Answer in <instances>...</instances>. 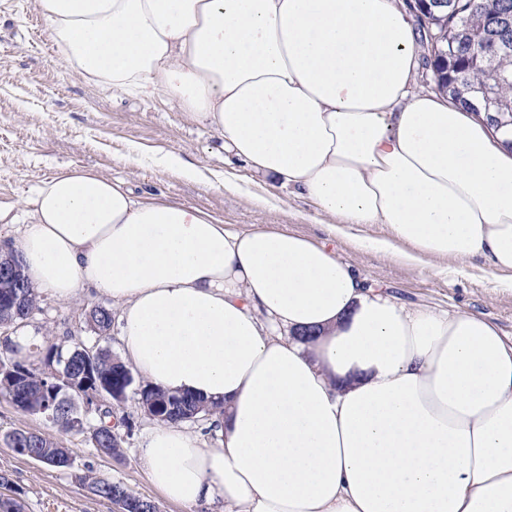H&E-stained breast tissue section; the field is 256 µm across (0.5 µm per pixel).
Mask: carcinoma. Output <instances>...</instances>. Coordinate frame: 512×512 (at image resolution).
I'll return each mask as SVG.
<instances>
[{
    "label": "carcinoma",
    "instance_id": "obj_1",
    "mask_svg": "<svg viewBox=\"0 0 512 512\" xmlns=\"http://www.w3.org/2000/svg\"><path fill=\"white\" fill-rule=\"evenodd\" d=\"M495 13L504 18V25L492 32V37L505 47L481 59L478 48L483 43L480 30L485 25V14ZM422 39L434 40L430 65L434 71L438 89L453 100L467 105L476 114L489 116L492 127L502 133L512 132V0H438L433 9L418 21ZM22 287L12 295L3 287L0 294L15 297L17 305H0V328L13 331L23 327L37 308L34 288L26 276H20ZM88 323L95 332L103 335L112 326L111 310L97 306L89 311ZM87 347L77 344L67 353L51 345L43 355L47 366L57 364L71 378L85 373V351ZM92 365L95 380L117 390L116 398L127 396L134 384L130 370L107 348L95 349ZM11 371L15 381L0 379V396L18 404L29 414L44 407L53 415L52 421L63 431L75 434L90 433L91 443L98 452L112 457L121 452V437L104 419L112 417V411L100 413L99 423L88 426L76 425L72 421L75 399L87 395L88 389L72 391L68 395L54 391L52 378L26 360L12 355L0 363V368ZM139 405L149 408L159 422L195 421L212 417L220 406L206 403L189 394L175 395L156 389L146 382L137 388ZM12 450L24 457L36 459L50 467L70 470L73 458L70 449L59 447L52 438L34 431L15 429L4 436ZM75 480L83 487L97 489V497L112 500L115 494H126L128 489L107 477L92 472H76ZM0 512H24L20 492L5 497L0 495Z\"/></svg>",
    "mask_w": 512,
    "mask_h": 512
}]
</instances>
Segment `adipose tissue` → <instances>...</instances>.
Listing matches in <instances>:
<instances>
[{
    "label": "adipose tissue",
    "mask_w": 512,
    "mask_h": 512,
    "mask_svg": "<svg viewBox=\"0 0 512 512\" xmlns=\"http://www.w3.org/2000/svg\"><path fill=\"white\" fill-rule=\"evenodd\" d=\"M65 68L162 97L230 157L360 246L482 258L512 286V149L464 104L417 93L395 0H34ZM19 250L37 289L120 309L152 386L220 401V447L181 423L139 455L169 500L224 512H512V340L483 315L411 308L325 244L66 167ZM407 244L399 252V244Z\"/></svg>",
    "instance_id": "adipose-tissue-1"
}]
</instances>
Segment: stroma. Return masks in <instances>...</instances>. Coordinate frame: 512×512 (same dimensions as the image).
Segmentation results:
<instances>
[{"instance_id": "obj_1", "label": "stroma", "mask_w": 512, "mask_h": 512, "mask_svg": "<svg viewBox=\"0 0 512 512\" xmlns=\"http://www.w3.org/2000/svg\"><path fill=\"white\" fill-rule=\"evenodd\" d=\"M166 152L194 166L198 178L154 165V157ZM64 167L89 168L125 181L134 194L163 195L203 209L231 230L276 227L307 236L327 244L407 305L475 311L512 338V291L491 275L477 271L447 279L399 256L365 251L357 236H384L382 225L362 226L354 237L336 236L313 203L292 192H282L280 201L262 202L258 177L246 164L227 158L217 132L188 121L164 98L138 97L70 73L33 0H0V246L15 244L22 227L14 216L31 208L37 188ZM37 301L26 325L38 338L26 354L34 366H41L52 344L65 351L78 343L98 345L121 355L118 328L101 336L85 321L91 308L111 307L110 298L86 292L62 302L41 293ZM112 421L122 437L118 459L99 455L86 436L64 433L45 417L22 412L0 397V473L22 490L26 512H118L115 504L75 482L74 472L89 469L153 500L160 512H188L148 479L139 450L156 422L141 410L136 395L114 408ZM14 429L45 433L70 448L73 471L14 453L3 440Z\"/></svg>"}]
</instances>
